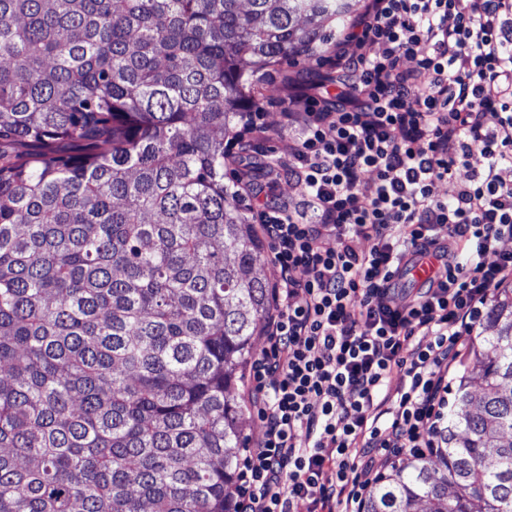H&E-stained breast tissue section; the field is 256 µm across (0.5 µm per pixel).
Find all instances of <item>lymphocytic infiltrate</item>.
<instances>
[{
  "mask_svg": "<svg viewBox=\"0 0 512 512\" xmlns=\"http://www.w3.org/2000/svg\"><path fill=\"white\" fill-rule=\"evenodd\" d=\"M326 64L285 83L274 157H254L261 113L234 141L237 201L301 190L258 214L277 278L234 512H363L383 468L433 452L450 371L512 277V0H368ZM477 142L483 167L436 198ZM430 257L399 299L395 272Z\"/></svg>",
  "mask_w": 512,
  "mask_h": 512,
  "instance_id": "1",
  "label": "lymphocytic infiltrate"
}]
</instances>
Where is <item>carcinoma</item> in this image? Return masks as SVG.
Masks as SVG:
<instances>
[{"instance_id": "obj_1", "label": "carcinoma", "mask_w": 512, "mask_h": 512, "mask_svg": "<svg viewBox=\"0 0 512 512\" xmlns=\"http://www.w3.org/2000/svg\"><path fill=\"white\" fill-rule=\"evenodd\" d=\"M354 0H0V512H233L271 305L224 185L261 77ZM364 512H512V295Z\"/></svg>"}]
</instances>
